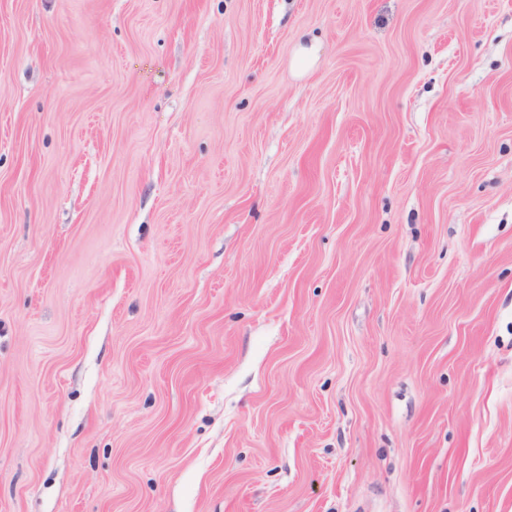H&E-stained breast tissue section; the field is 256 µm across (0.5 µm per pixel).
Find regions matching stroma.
I'll return each mask as SVG.
<instances>
[{
  "instance_id": "35a3bbf8",
  "label": "stroma",
  "mask_w": 512,
  "mask_h": 512,
  "mask_svg": "<svg viewBox=\"0 0 512 512\" xmlns=\"http://www.w3.org/2000/svg\"><path fill=\"white\" fill-rule=\"evenodd\" d=\"M0 512H512V0H0ZM316 61L317 46L310 41L309 45L300 43L297 46L291 58L290 66L298 76H302L315 65Z\"/></svg>"
}]
</instances>
